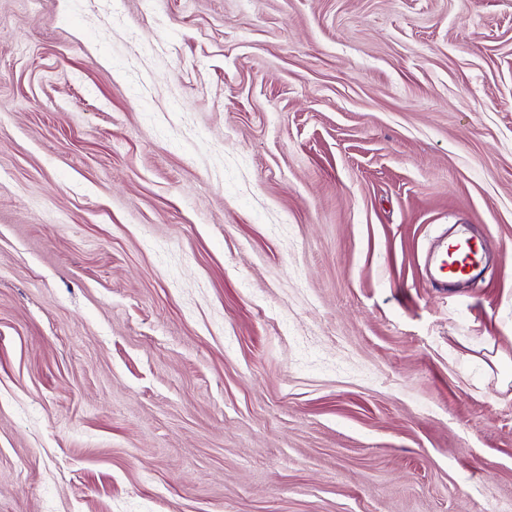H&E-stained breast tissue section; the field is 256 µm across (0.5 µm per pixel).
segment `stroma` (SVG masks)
<instances>
[{
    "label": "stroma",
    "mask_w": 512,
    "mask_h": 512,
    "mask_svg": "<svg viewBox=\"0 0 512 512\" xmlns=\"http://www.w3.org/2000/svg\"><path fill=\"white\" fill-rule=\"evenodd\" d=\"M0 512H512V0H0ZM473 238L460 235L443 240L441 259L438 264L439 280L445 285L448 281L464 280L471 276L483 259V248L477 252L472 247ZM446 268L448 273L442 274Z\"/></svg>",
    "instance_id": "stroma-1"
}]
</instances>
